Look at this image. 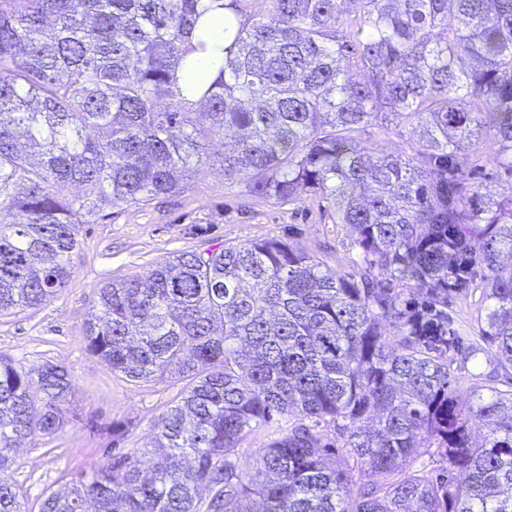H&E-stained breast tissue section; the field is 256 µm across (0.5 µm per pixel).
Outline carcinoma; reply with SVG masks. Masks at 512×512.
<instances>
[{"instance_id": "1", "label": "carcinoma", "mask_w": 512, "mask_h": 512, "mask_svg": "<svg viewBox=\"0 0 512 512\" xmlns=\"http://www.w3.org/2000/svg\"><path fill=\"white\" fill-rule=\"evenodd\" d=\"M257 2L229 0L224 68L191 100L173 85L207 49L202 0H0V315L65 288L80 225L184 192L215 138L224 179L320 195L364 264L357 280L259 239L100 288L87 350L183 397L149 463L100 464L39 512H512V389L461 390L475 349L448 313L481 280V338L512 370V0ZM387 112L410 149L357 140ZM479 139L508 176L496 198L466 162ZM73 388L0 357V512H27L14 454L63 427ZM284 415L244 479L241 442ZM423 448L438 469L415 467Z\"/></svg>"}]
</instances>
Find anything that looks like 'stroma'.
<instances>
[{"label":"stroma","instance_id":"1","mask_svg":"<svg viewBox=\"0 0 512 512\" xmlns=\"http://www.w3.org/2000/svg\"><path fill=\"white\" fill-rule=\"evenodd\" d=\"M210 153V165L184 193L83 225L70 257L73 276L64 290L38 308L0 317V356L28 369L61 365L74 384L65 425L51 438L26 443L15 455L10 475L25 491L29 512H38L45 490L90 472L107 462L109 453L148 446L184 388L175 379L126 381L87 351L85 325L99 288L142 276L184 252L253 239L287 240L337 273H360L354 234L347 225L334 223L323 199L305 194L288 203L251 196L244 182L225 181L221 146L213 145ZM486 305L477 284L449 300L461 336L477 350L453 369L461 388L506 390L512 388V374L498 366L494 348L480 338Z\"/></svg>","mask_w":512,"mask_h":512}]
</instances>
